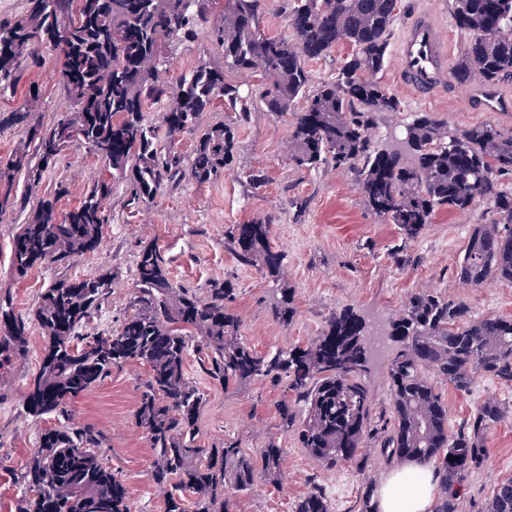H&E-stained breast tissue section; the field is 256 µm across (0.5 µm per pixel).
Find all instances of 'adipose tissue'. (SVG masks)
<instances>
[{
  "mask_svg": "<svg viewBox=\"0 0 512 512\" xmlns=\"http://www.w3.org/2000/svg\"><path fill=\"white\" fill-rule=\"evenodd\" d=\"M436 490L431 466L416 461L390 471L373 502L376 512H434Z\"/></svg>",
  "mask_w": 512,
  "mask_h": 512,
  "instance_id": "1",
  "label": "adipose tissue"
}]
</instances>
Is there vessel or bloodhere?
Listing matches in <instances>:
<instances>
[{
    "mask_svg": "<svg viewBox=\"0 0 512 512\" xmlns=\"http://www.w3.org/2000/svg\"><path fill=\"white\" fill-rule=\"evenodd\" d=\"M396 55L400 84L419 98L431 99L450 86L451 47L431 11L414 16L397 44ZM465 102L472 112H512V96L493 84L473 86Z\"/></svg>",
    "mask_w": 512,
    "mask_h": 512,
    "instance_id": "1",
    "label": "vessel or blood"
}]
</instances>
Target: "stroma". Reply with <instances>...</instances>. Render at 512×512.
<instances>
[{
	"mask_svg": "<svg viewBox=\"0 0 512 512\" xmlns=\"http://www.w3.org/2000/svg\"><path fill=\"white\" fill-rule=\"evenodd\" d=\"M421 8L437 16L453 55H460L467 36L456 27L448 0H399L392 40H399L411 15ZM203 55L213 62L221 59L207 37L172 42L168 49L171 75L191 71ZM59 64V55L52 51L44 52L40 65L23 63L15 93L0 96V111L12 110L34 84L40 96L33 113L41 125H52L68 108L57 81ZM396 67V61H388L379 79L401 107L377 117V137L399 130L417 112L444 119L452 130L489 122L512 134V112L465 110L461 84L434 99H416L398 84ZM235 115L234 109L220 103L201 118L205 127L236 125L235 159L220 177L205 184L183 177L178 185L162 188L155 198L133 208L126 204L125 184H115L106 202L112 222L104 230L101 245L82 257L32 269L22 278L11 268V247L30 210L41 199L53 196L59 210H68L89 184L104 175L105 167L85 146L75 144L40 183L29 184L23 174H16L15 190L23 204L0 214V300L10 303L14 313L26 316L51 283L109 270L112 288L88 330L111 331L128 311L139 247L155 242L169 263L175 286L202 297L213 281L234 284L231 308L241 319L240 333L266 354L306 346L320 335L333 313L345 309L368 324L377 318L391 323L401 314L407 297L422 288L464 301L472 316L512 318V282L494 280L472 286L455 274L475 224L493 219L485 203L466 213L438 210L416 241L402 243L396 225L366 207L352 172L330 163L315 170L293 165L289 117L255 109L238 123ZM256 172L266 177L258 189L249 185L250 174ZM61 185L66 192L59 197L55 191ZM266 217L273 220L271 244L284 256L283 281L294 293L296 314L287 324L271 316L273 282L264 279L256 267L238 262L224 246L228 227ZM43 342L40 327L29 324L25 358L0 370V512H17L24 489L16 476L24 471L41 434L59 424L54 417L30 416L23 405L27 384L41 362ZM399 347L398 339L387 338L385 358L370 360L365 374L378 428L393 421L387 371ZM186 372L206 399L198 422L200 447L231 440L253 457L272 442L283 450L279 474L257 475L249 490L229 492L228 512H292L293 504L314 487L325 493L331 512H358L362 491L377 489L393 468L376 453L333 468L314 460L294 432L282 425L280 407L289 398L283 385L259 379L226 389L204 374L194 356L189 357ZM145 375V368L136 364L113 370L77 400L71 422L94 425L106 434L107 462L128 489L131 512H164L167 489L153 478V451L134 419L138 386ZM434 386L448 406V426L453 431L484 401H498L509 410L488 435L482 470L468 477L459 492L461 512H483L493 486L512 479V386L482 375L466 392L441 380Z\"/></svg>",
	"mask_w": 512,
	"mask_h": 512,
	"instance_id": "35a3bbf8",
	"label": "stroma"
}]
</instances>
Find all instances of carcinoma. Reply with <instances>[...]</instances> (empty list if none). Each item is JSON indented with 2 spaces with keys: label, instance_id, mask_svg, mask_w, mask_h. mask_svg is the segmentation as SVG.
<instances>
[{
  "label": "carcinoma",
  "instance_id": "obj_1",
  "mask_svg": "<svg viewBox=\"0 0 512 512\" xmlns=\"http://www.w3.org/2000/svg\"><path fill=\"white\" fill-rule=\"evenodd\" d=\"M456 26L468 40L453 75L497 84L512 76V0H448ZM398 0H297L292 38L269 36L259 28L261 0H27L25 13L0 24V95L15 92L24 59L58 53L59 85L70 107L44 129L25 100L0 113V131L18 129L34 143L32 154L0 161V212L18 205L15 174L31 184L74 143L105 163L108 175L87 187L78 204L59 211L58 200L43 199L13 238L12 270L22 278L95 251L111 215L103 202L113 184L129 187L130 201L154 198L185 175L175 147L184 133L195 135L190 173L199 184L220 176L234 160L230 124L199 128L202 114L217 102L240 107L248 118L254 105L276 117L291 115V160L298 168L332 163L355 174L368 208L397 226L402 243L420 237L436 211L467 212L482 200L496 219L474 226L457 265L459 280L471 285L512 282V191L499 178L512 174V134L483 123L451 131L447 123L420 112L406 126L401 150L374 138V120L399 111L400 102L374 75L389 54ZM207 36L222 50L220 65L207 60L192 71L169 76L162 46L189 41L209 23ZM351 47L336 81L309 90L306 60ZM269 74L273 82L247 92L224 82V71ZM167 103L160 124L149 104ZM271 218L234 224L225 247L265 278H282L283 255L269 243ZM131 312L109 333L84 334L109 293L112 272L60 280L43 289L32 319L44 330L37 373L25 391L27 413L69 419L74 402L112 370L127 363L146 367L135 422L154 453V478L170 487L165 512H224L231 490L244 491L255 476L279 472L283 449L271 443L260 461L234 442L220 448L196 444L204 394L186 378L191 353L204 372L227 387L270 378L286 385L293 403L281 406L286 427L302 447L327 467L361 458L374 438L372 396L362 372L365 323L354 313H334L324 331L305 347L263 354L240 336L241 320L230 308L232 283L215 282L202 299L177 288L155 243L142 246L134 269ZM272 316H295L292 288L276 289ZM390 335L401 347L389 364L393 423L382 430L380 450L404 464L421 460L439 476L436 512H457L458 487L486 460L487 434L506 417L498 401L479 405L466 428L448 432V406L428 373L467 391L476 376L512 385V318H473L465 302L431 291L411 293ZM27 322L0 303V369L24 354ZM105 434L92 425H61L41 434L21 482L18 512H130L128 490L101 448ZM454 460H448V457ZM294 512H331L315 489ZM484 512H512V480L494 486Z\"/></svg>",
  "mask_w": 512,
  "mask_h": 512
}]
</instances>
